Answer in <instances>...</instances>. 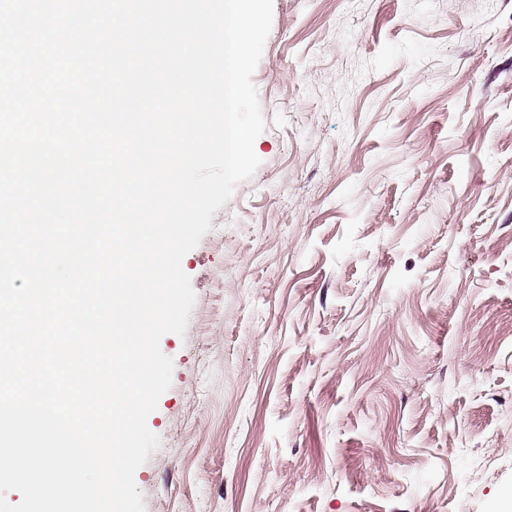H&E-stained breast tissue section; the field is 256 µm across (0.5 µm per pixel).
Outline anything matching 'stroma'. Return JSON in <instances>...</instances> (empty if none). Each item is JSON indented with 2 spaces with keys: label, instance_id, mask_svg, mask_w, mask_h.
<instances>
[{
  "label": "stroma",
  "instance_id": "stroma-1",
  "mask_svg": "<svg viewBox=\"0 0 512 512\" xmlns=\"http://www.w3.org/2000/svg\"><path fill=\"white\" fill-rule=\"evenodd\" d=\"M261 164L182 259L145 512L512 490V0H274Z\"/></svg>",
  "mask_w": 512,
  "mask_h": 512
}]
</instances>
